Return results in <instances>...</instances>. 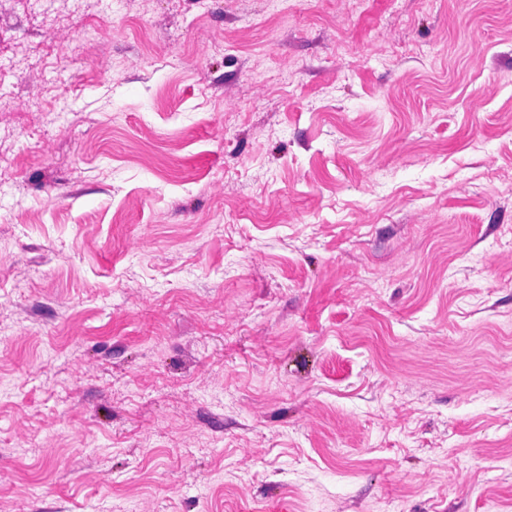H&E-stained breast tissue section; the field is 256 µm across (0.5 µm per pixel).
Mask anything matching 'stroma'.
Masks as SVG:
<instances>
[{
	"mask_svg": "<svg viewBox=\"0 0 512 512\" xmlns=\"http://www.w3.org/2000/svg\"><path fill=\"white\" fill-rule=\"evenodd\" d=\"M0 512H512V0H0Z\"/></svg>",
	"mask_w": 512,
	"mask_h": 512,
	"instance_id": "35a3bbf8",
	"label": "stroma"
}]
</instances>
